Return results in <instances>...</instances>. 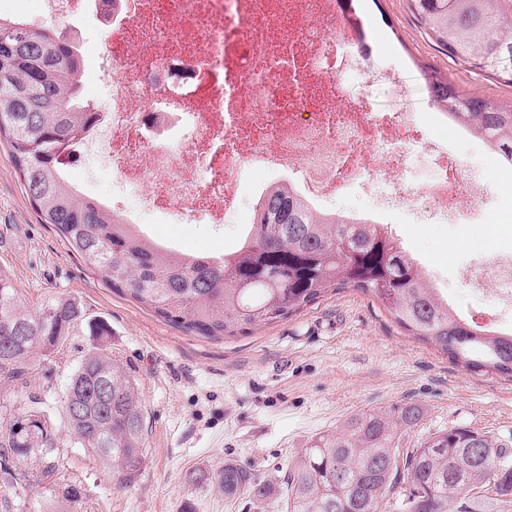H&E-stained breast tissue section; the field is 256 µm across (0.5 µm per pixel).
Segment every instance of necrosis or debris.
Wrapping results in <instances>:
<instances>
[{
	"label": "necrosis or debris",
	"instance_id": "4bbe7bcc",
	"mask_svg": "<svg viewBox=\"0 0 512 512\" xmlns=\"http://www.w3.org/2000/svg\"><path fill=\"white\" fill-rule=\"evenodd\" d=\"M106 14L105 103L63 168L108 153L116 181L177 224L202 213L223 223L236 182L259 168L325 218L366 179L431 219L482 206L463 165L410 113L342 98L346 75L391 86L400 76L375 64L372 40L339 0H111ZM411 150L437 163L420 184L407 176ZM467 277L512 307V259H484Z\"/></svg>",
	"mask_w": 512,
	"mask_h": 512
}]
</instances>
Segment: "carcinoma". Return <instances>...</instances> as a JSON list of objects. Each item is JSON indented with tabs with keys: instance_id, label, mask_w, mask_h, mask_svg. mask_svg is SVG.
Returning <instances> with one entry per match:
<instances>
[{
	"instance_id": "carcinoma-1",
	"label": "carcinoma",
	"mask_w": 512,
	"mask_h": 512,
	"mask_svg": "<svg viewBox=\"0 0 512 512\" xmlns=\"http://www.w3.org/2000/svg\"><path fill=\"white\" fill-rule=\"evenodd\" d=\"M408 8L448 55L467 70L512 85V0H407ZM19 17L0 15V141L8 147L41 223L53 225L108 288L158 317L206 337L268 326L316 302L328 290L372 296L410 335L436 346L471 372L512 379V333L488 334L448 311L392 235L375 224L325 221L286 189L271 191L253 212L245 240L222 256L187 257L138 235L93 199L82 197L59 158L87 131L95 112L81 99L77 48L47 31L27 32ZM431 101L455 124L487 137L512 166V101L467 95L448 75L424 70ZM82 328L90 348L64 391L74 444L97 456L120 485L146 463L144 414L135 377L112 360V329L88 319L73 298L51 297L30 309L0 268V387L24 389L37 357L63 350ZM30 405L0 421V512H43L32 497L63 488L76 506L82 487L60 484V438L30 392ZM417 406L353 414L310 440L283 488L224 461L196 470L189 486L246 495L261 508L277 497L281 512H474L478 502L512 497V434L500 438L451 428L413 448L401 447L420 421Z\"/></svg>"
}]
</instances>
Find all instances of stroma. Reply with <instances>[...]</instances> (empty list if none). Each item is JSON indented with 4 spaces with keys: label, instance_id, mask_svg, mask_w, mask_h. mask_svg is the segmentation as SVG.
<instances>
[{
    "label": "stroma",
    "instance_id": "stroma-1",
    "mask_svg": "<svg viewBox=\"0 0 512 512\" xmlns=\"http://www.w3.org/2000/svg\"><path fill=\"white\" fill-rule=\"evenodd\" d=\"M352 6L351 18L373 40L380 62L403 63V85L376 84L353 74L345 79L346 94L385 111L412 112L427 136L447 141L467 175L486 189V205L471 224H421L407 209H393L394 237L427 266L458 311L485 312L489 302L468 284L466 271L484 257L512 255V168L481 141L458 139L453 129L431 122L419 68L437 67L461 92L494 100H511L512 86L454 64L425 35L407 0H352ZM53 27L79 44L85 66L81 97L99 105L104 98L99 69L107 55L101 24L87 15ZM112 166L107 157L82 158L72 174L92 196L109 195L138 207V199L124 195L113 181ZM239 194L241 208L219 230L208 224H164L149 211L142 218L155 239L175 241L191 255H219L236 248L239 225L252 218L248 185H240ZM0 267L10 272L28 306L65 294L80 302L87 318L106 320L113 358L140 385L146 466L132 483L120 486L97 457L69 443L62 393L89 348L87 336L71 337L63 355L45 360L30 377L32 391L43 395L42 409L66 443L64 472L86 492L80 512H279L273 499L257 509L248 498L231 501L212 486L191 490L186 476L194 469H221L230 459L259 479L281 483L313 436L366 409L420 407L419 423L403 436L407 448L457 427L512 432L511 379L464 370L352 288L326 292L296 314L244 335L207 338L166 323L104 287L68 251L55 227L41 223L3 144Z\"/></svg>",
    "mask_w": 512,
    "mask_h": 512
}]
</instances>
